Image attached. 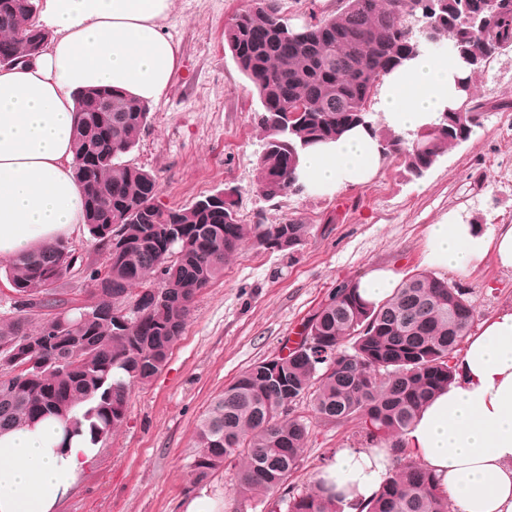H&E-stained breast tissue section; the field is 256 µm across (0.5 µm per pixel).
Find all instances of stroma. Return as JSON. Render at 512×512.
Listing matches in <instances>:
<instances>
[{
    "mask_svg": "<svg viewBox=\"0 0 512 512\" xmlns=\"http://www.w3.org/2000/svg\"><path fill=\"white\" fill-rule=\"evenodd\" d=\"M248 4L173 0L164 27L178 48V67L126 160L157 175L165 207L228 190L242 223L298 220L309 233L290 255L244 244L223 277L198 295L167 363L133 388L124 424L56 512H185L202 491L214 512H270L265 504L240 506L229 469L205 489L194 487L188 463L195 425L211 399L253 362L297 342L338 283L375 267L401 279L427 270V228L446 215L483 232L512 224V52L491 60L475 79L485 105L480 126L422 177H411L402 159L390 157L364 186L330 196H261L256 163L264 134L254 121L261 104L224 42L225 24ZM69 243L74 262L64 280L71 305L79 306L86 300V266H102L104 255L87 225ZM437 275L466 290L475 323L512 305V272L494 256ZM292 413L306 420L310 435L290 486L307 487L338 449L364 445L356 422L323 423L309 401Z\"/></svg>",
    "mask_w": 512,
    "mask_h": 512,
    "instance_id": "35a3bbf8",
    "label": "stroma"
}]
</instances>
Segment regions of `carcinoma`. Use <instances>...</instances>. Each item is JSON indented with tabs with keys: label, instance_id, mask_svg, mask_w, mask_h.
Instances as JSON below:
<instances>
[{
	"label": "carcinoma",
	"instance_id": "1",
	"mask_svg": "<svg viewBox=\"0 0 512 512\" xmlns=\"http://www.w3.org/2000/svg\"><path fill=\"white\" fill-rule=\"evenodd\" d=\"M37 2L0 0L3 43L27 50ZM500 2L342 0L335 12L297 30L279 0H251L225 26L224 41L262 104L259 193L273 200L303 190L296 179L300 154L356 126L378 137L383 157L402 158L408 174L422 177L450 145L471 137L482 106L443 112L410 139L375 126L368 109L391 71L433 46L416 32L420 22L452 42L471 71L460 90L474 98V77L512 51V0ZM107 93L112 111L101 112ZM78 112L75 179L105 266L90 268L91 304L68 311L72 329L61 338L54 331L67 305L59 283L73 263L69 243L19 256L5 268L18 307L0 320V360L28 341L42 367L19 374L0 368V432L56 416L66 421L67 437L95 448L123 425L131 389L160 371L198 294L224 275L242 244L250 239L290 253L308 227L295 220L243 224L227 198L222 210L202 208L212 194L187 207H163L156 175L123 161L148 124V104L98 88L79 95ZM157 288L169 290L167 303L155 301ZM473 321L466 293L430 272L407 277L377 304L364 301L353 280L314 314L312 346L302 340L273 356L276 375L267 359L252 364L212 399L196 427L194 484L231 466L244 506L270 501L271 512H340L318 481L299 492L286 485L309 438L307 423L290 411L308 398L322 422L356 420L365 441L393 451L389 474L364 512H448L447 494L404 448L403 436L452 381Z\"/></svg>",
	"mask_w": 512,
	"mask_h": 512
}]
</instances>
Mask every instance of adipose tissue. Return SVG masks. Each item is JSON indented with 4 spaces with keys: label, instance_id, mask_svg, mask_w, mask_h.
<instances>
[{
    "label": "adipose tissue",
    "instance_id": "adipose-tissue-1",
    "mask_svg": "<svg viewBox=\"0 0 512 512\" xmlns=\"http://www.w3.org/2000/svg\"><path fill=\"white\" fill-rule=\"evenodd\" d=\"M173 0H44L51 33L33 61L0 68V258L69 236L84 223L72 137L78 92L99 87L159 100L177 70L178 48L163 31ZM468 69L452 51L422 50L386 77L377 108L406 133L458 109ZM383 156L355 128L300 156L297 175L313 195L370 182ZM494 255L512 270V225L491 233L454 219L430 225L426 261L458 270ZM406 448L436 476L454 512H512V305L470 335L454 380L407 430ZM92 456L49 416L0 434V512H52ZM387 448H344L320 469L343 512H360L385 480Z\"/></svg>",
    "mask_w": 512,
    "mask_h": 512
}]
</instances>
